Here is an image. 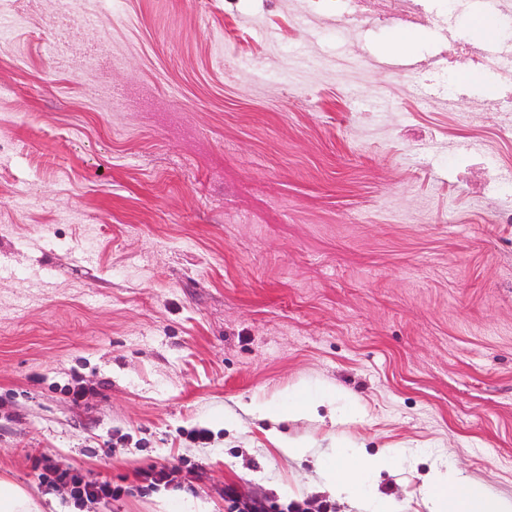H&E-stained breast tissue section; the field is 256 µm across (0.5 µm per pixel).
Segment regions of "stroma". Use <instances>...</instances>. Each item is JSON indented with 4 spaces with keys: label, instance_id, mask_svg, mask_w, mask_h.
<instances>
[{
    "label": "stroma",
    "instance_id": "obj_1",
    "mask_svg": "<svg viewBox=\"0 0 512 512\" xmlns=\"http://www.w3.org/2000/svg\"><path fill=\"white\" fill-rule=\"evenodd\" d=\"M486 5L0 0V481L362 512L322 478L361 447L397 450L368 483L400 512L450 468L512 496V201L455 165L477 141L512 174V112L495 63L448 82ZM48 459L129 492L75 505ZM224 501L228 504L229 512H276L274 505H269L266 496L244 497L236 484L224 487Z\"/></svg>",
    "mask_w": 512,
    "mask_h": 512
}]
</instances>
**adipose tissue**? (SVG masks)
Listing matches in <instances>:
<instances>
[{
    "instance_id": "ef3b65f1",
    "label": "adipose tissue",
    "mask_w": 512,
    "mask_h": 512,
    "mask_svg": "<svg viewBox=\"0 0 512 512\" xmlns=\"http://www.w3.org/2000/svg\"><path fill=\"white\" fill-rule=\"evenodd\" d=\"M395 461V455L387 449L354 464L340 459L325 469L323 477L338 497L368 505L370 512H397L395 500L369 501L362 490L364 467L384 469L392 467ZM425 495L429 512H512V497L495 494L485 483L462 477L453 469L436 473L427 484Z\"/></svg>"
}]
</instances>
